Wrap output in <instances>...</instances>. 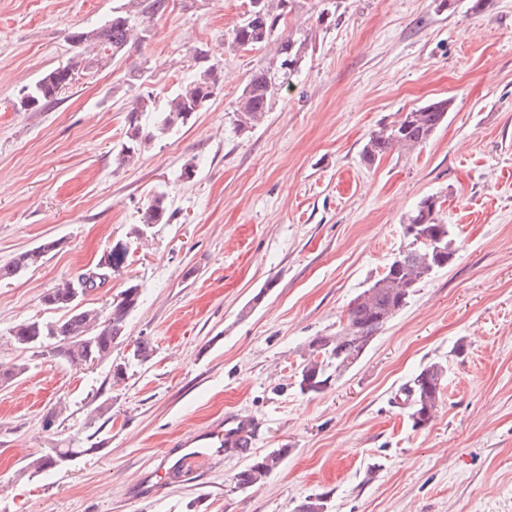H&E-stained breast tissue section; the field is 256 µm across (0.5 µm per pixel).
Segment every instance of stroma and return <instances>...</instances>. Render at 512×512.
I'll return each mask as SVG.
<instances>
[{
  "instance_id": "35a3bbf8",
  "label": "stroma",
  "mask_w": 512,
  "mask_h": 512,
  "mask_svg": "<svg viewBox=\"0 0 512 512\" xmlns=\"http://www.w3.org/2000/svg\"><path fill=\"white\" fill-rule=\"evenodd\" d=\"M123 2L0 0V265L55 245L0 282V364L28 366L0 385V512H297L318 493L330 512H512V0L481 11L472 0H295L281 33L312 29L314 48L242 133L239 96L275 45H231L248 0H169L142 42L78 73L44 110H20L23 92L76 54L70 33L101 27ZM330 6L331 23H318ZM199 47L224 73L216 94L118 164L136 97L164 103L194 78ZM446 98L448 119L422 148L362 161L380 122ZM159 192L169 223L130 240ZM429 195L444 200L453 263L354 368L301 392L310 341L346 327ZM123 240L125 266L85 298L104 313L128 285L142 290L111 357L76 368L14 344L18 323L61 319L43 302L49 289ZM143 340L152 358L113 385V362ZM432 362L447 368L443 396L417 429L399 395ZM236 414L257 425L255 454L288 451L264 484L236 489L237 455L177 471L179 440ZM52 448L79 454L26 471ZM54 248V243L49 242L17 254L7 264L0 266V281L8 280L26 269L38 266L45 254Z\"/></svg>"
}]
</instances>
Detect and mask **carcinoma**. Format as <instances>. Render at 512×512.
<instances>
[{"instance_id":"obj_1","label":"carcinoma","mask_w":512,"mask_h":512,"mask_svg":"<svg viewBox=\"0 0 512 512\" xmlns=\"http://www.w3.org/2000/svg\"><path fill=\"white\" fill-rule=\"evenodd\" d=\"M166 2L126 0L112 11V18L104 26L72 32L70 40L75 46L87 44L98 49V53L88 60L79 52L66 65L44 73L28 90L25 95L28 103L21 108L38 110L55 102L79 69L104 66L111 58L123 54L139 26L166 11ZM286 2L291 0H249L244 17L232 29L231 42L242 50L260 49L272 41L278 42L276 57L269 65L252 73L239 97L235 127L240 131L252 129L264 120L272 99L288 86L289 78L312 47V35L305 31L279 39ZM195 60L198 63L196 77L180 86L163 105H158L150 93L137 97L126 115L125 141L118 151L120 163L134 161L148 144L187 124L223 82L221 69L208 63L207 53L197 51ZM448 105V100L441 99L401 112L395 120L379 125L363 144L362 160L371 165L394 147L407 151L422 147L446 121ZM170 218L167 195L158 193L142 209L139 223L131 228L130 234L138 238L144 225L166 224ZM403 234L407 239L406 249L354 298L347 327L334 336H317L309 343V352L298 377L302 392H321L333 376L353 368L374 336L408 304L416 288L453 261L455 240L451 225L443 217L439 197L430 195L417 203L404 221ZM55 246L56 243L49 242L17 254L0 266V281L38 266ZM128 256V244L116 242L112 245V267L97 266L75 281L57 285L43 296V303L50 309H60L73 290L86 293L101 287L124 267ZM140 296L139 285L131 284L112 300L104 318L93 309H85L62 320L47 321L55 326L51 340L53 358L70 365H85L94 357L103 359L110 355L112 344L124 336L127 317L137 307ZM446 373L444 364L430 363L402 388L403 403L409 406L413 427L422 428L434 418ZM224 453H235L247 459L235 474V487L246 490L264 483L288 455V449L278 448L257 456L245 439L240 445L224 449ZM298 512H328L327 495L308 496L298 506Z\"/></svg>"}]
</instances>
